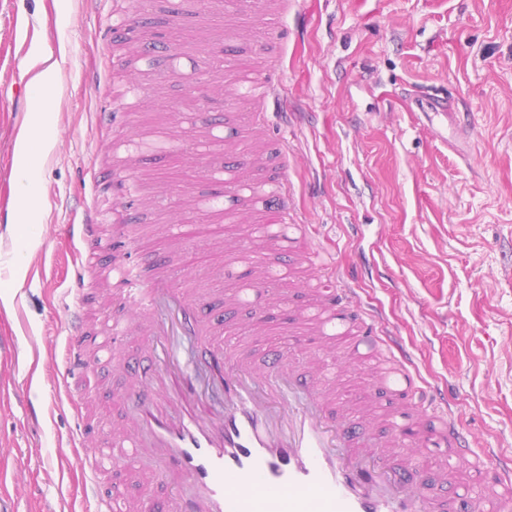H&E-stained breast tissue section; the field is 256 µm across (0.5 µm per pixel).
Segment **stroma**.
Segmentation results:
<instances>
[{"instance_id":"1","label":"stroma","mask_w":512,"mask_h":512,"mask_svg":"<svg viewBox=\"0 0 512 512\" xmlns=\"http://www.w3.org/2000/svg\"><path fill=\"white\" fill-rule=\"evenodd\" d=\"M110 0H0V287L10 304L0 338L15 341V364H0V498L17 512H94L80 495L81 474L57 453L75 424L64 386L62 329L71 299L67 262L94 194L92 173L112 166L110 130L97 114L112 103V62L101 30ZM288 36L271 53L292 106L288 120V203L312 224L316 250L352 280L354 302L382 308L412 351L427 382L448 389V402L480 448H512V0H288ZM210 27L184 0H153L144 47L204 46ZM52 53L57 73L47 108L56 144L37 171L42 209L33 216L39 245L24 254V279L8 261L6 237L18 206L13 168L20 111H32V88L15 78ZM155 86L137 113L139 129L172 125L182 150H144L145 205L131 214L143 248L166 264L208 268L236 281L247 264L223 252L164 237L166 224L192 239L246 234L243 224L183 216L181 202L214 193L194 176L204 112L192 56L154 55ZM447 98L470 118L454 126L423 115L418 101ZM266 332L238 336L257 365L286 347L295 330L285 309L255 293L229 315L236 334L258 310Z\"/></svg>"}]
</instances>
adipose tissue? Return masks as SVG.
<instances>
[{
	"label": "adipose tissue",
	"mask_w": 512,
	"mask_h": 512,
	"mask_svg": "<svg viewBox=\"0 0 512 512\" xmlns=\"http://www.w3.org/2000/svg\"><path fill=\"white\" fill-rule=\"evenodd\" d=\"M53 147L43 112H34L30 133L18 147L20 163L17 170V220L8 230L12 239H24L26 247L29 248L37 243L29 217L40 208V194L34 173L40 159L48 155Z\"/></svg>",
	"instance_id": "ef3b65f1"
}]
</instances>
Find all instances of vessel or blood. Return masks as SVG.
I'll return each instance as SVG.
<instances>
[{
    "instance_id": "vessel-or-blood-1",
    "label": "vessel or blood",
    "mask_w": 512,
    "mask_h": 512,
    "mask_svg": "<svg viewBox=\"0 0 512 512\" xmlns=\"http://www.w3.org/2000/svg\"><path fill=\"white\" fill-rule=\"evenodd\" d=\"M201 14L224 17L234 36H251L257 53L279 38L281 0H196ZM141 10L133 0H113V22L102 33L104 49L134 30ZM145 52H132L112 69L111 111L99 122L117 130L112 163L118 173L134 171L136 152L122 151L120 132L132 129L134 113L143 111L137 87ZM229 80L222 94L237 95L248 85L245 127L270 134L264 107L276 98L280 80L253 78L251 70L225 60ZM224 186L232 197H251L266 225L265 239L278 257L271 274L252 270L248 284L222 277L159 269L158 259L136 246L123 224L121 201L97 194L75 233L85 244L73 268L74 306L65 323V381L85 375L103 357H115L125 342L139 339L151 352L145 363H123L130 384L122 394L133 408L127 422L99 436L78 457L88 474L85 493L96 512H151L141 499L112 489L113 471L132 474L145 456L163 463L164 476L188 479L191 496L171 493L168 512H443L428 494L429 474L422 461L431 448L445 444L467 457L476 476L494 472L492 488L465 499L467 512H512V455L498 448L474 449L448 397L423 380L413 356L386 328L379 311L354 310L353 291L345 284L314 294L300 317L310 332L294 333L292 342L306 350L309 334L321 338V355L335 358L337 337L356 335L357 349L389 354L392 377L385 390L400 393L413 412L412 424L393 423L387 447L391 462L374 459L373 440L360 418L336 413L341 383L328 368L303 375L287 352H273L264 369H256L239 349L224 341V314L234 309L248 288L264 290L270 303L285 299L298 272L315 277L317 254L303 243L308 229L288 208V178L272 148L252 154L243 137L223 148ZM117 254L102 267L99 252ZM158 268L150 282L141 266ZM106 284L107 302L123 309L104 327L93 328L87 316L86 290L92 281ZM75 437L85 443L97 428L96 413L73 401Z\"/></svg>"
}]
</instances>
